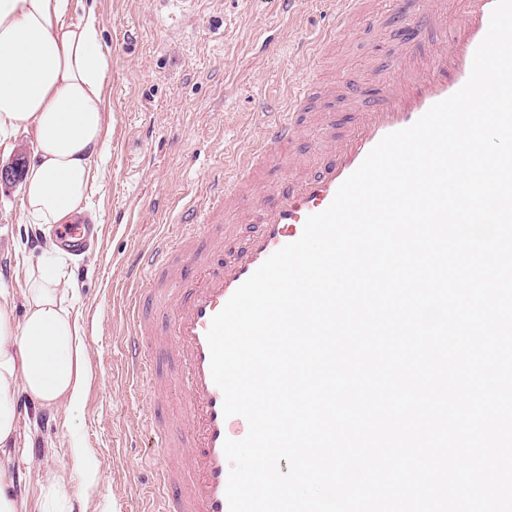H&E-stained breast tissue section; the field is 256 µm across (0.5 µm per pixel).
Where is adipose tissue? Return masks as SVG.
<instances>
[{
    "instance_id": "1",
    "label": "adipose tissue",
    "mask_w": 512,
    "mask_h": 512,
    "mask_svg": "<svg viewBox=\"0 0 512 512\" xmlns=\"http://www.w3.org/2000/svg\"><path fill=\"white\" fill-rule=\"evenodd\" d=\"M75 9L83 15L72 23ZM101 30L96 9L83 0H0V143L18 130L36 131L22 183L23 223L76 219L99 187L112 68ZM27 282L22 320L0 300V454L15 442L19 398L70 413L92 378L68 281L41 258Z\"/></svg>"
}]
</instances>
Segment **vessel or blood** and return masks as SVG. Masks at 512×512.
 <instances>
[{
    "label": "vessel or blood",
    "mask_w": 512,
    "mask_h": 512,
    "mask_svg": "<svg viewBox=\"0 0 512 512\" xmlns=\"http://www.w3.org/2000/svg\"><path fill=\"white\" fill-rule=\"evenodd\" d=\"M495 4L458 0L451 14L422 0H399L404 47L385 77L367 97L357 99L353 111L341 117L323 113L327 127L341 129L335 144L313 170L289 175L264 200L248 204L255 231L241 246L224 249L217 222L225 205L270 160L285 168L292 164L303 132L301 118L315 101L324 57L352 18L369 17L366 0H337L336 27L321 37L309 74L293 90L287 111H267L255 146L237 168L211 171L204 202L193 206L184 223L173 225L168 238L138 253L129 276L141 286L127 297L129 329L122 340L127 371L152 404L175 398L182 406L172 430L151 415L143 417L161 458L150 512H228L230 467L223 444L243 439L248 423L223 415V394L212 378L206 338L212 317L271 254L300 238L307 217L330 205L340 184L384 135L412 125L465 84ZM96 234V224L88 222L60 228L63 246L73 252L82 251Z\"/></svg>",
    "instance_id": "b4317fda"
}]
</instances>
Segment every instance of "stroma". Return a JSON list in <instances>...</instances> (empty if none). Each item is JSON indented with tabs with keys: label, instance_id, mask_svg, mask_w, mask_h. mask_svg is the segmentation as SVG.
<instances>
[{
	"label": "stroma",
	"instance_id": "stroma-1",
	"mask_svg": "<svg viewBox=\"0 0 512 512\" xmlns=\"http://www.w3.org/2000/svg\"><path fill=\"white\" fill-rule=\"evenodd\" d=\"M374 25L356 21L324 61L327 94L311 108L296 147L295 172L315 162L332 139L318 128L322 112L347 109L344 85L372 81L395 54L394 6L369 0ZM103 43L112 55L105 88L109 132L101 187L90 213L105 226L102 247L63 259L74 286L72 312L91 353L93 377L78 412L34 411L19 401V436L0 464L11 469L27 512H41L42 469L63 472L84 491L85 512H139L159 462L140 420L147 406L123 374L120 338L129 265L198 200L211 170L231 167L257 131L266 104L288 99L307 70L300 42H312L336 21L335 0H200L198 20L180 22L157 0H95ZM20 184L0 186V291L21 299L30 248L42 234L21 221ZM26 242L28 252L16 249ZM88 451L75 459L70 449ZM92 468L98 483L84 488Z\"/></svg>",
	"mask_w": 512,
	"mask_h": 512
}]
</instances>
